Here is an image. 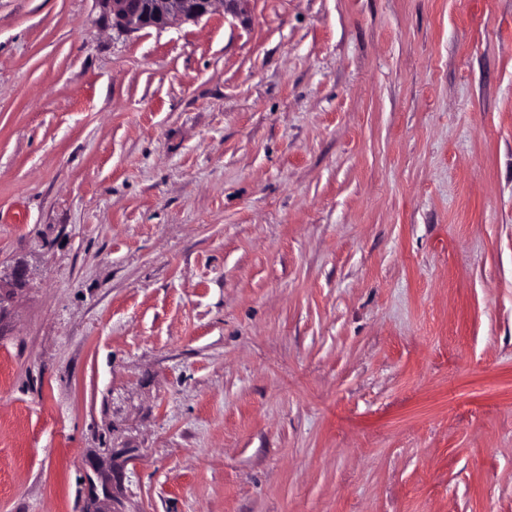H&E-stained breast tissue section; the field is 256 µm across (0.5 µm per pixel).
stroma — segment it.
Listing matches in <instances>:
<instances>
[{"mask_svg": "<svg viewBox=\"0 0 512 512\" xmlns=\"http://www.w3.org/2000/svg\"><path fill=\"white\" fill-rule=\"evenodd\" d=\"M0 512H512V0H0ZM115 26L135 30L164 28L174 21H197L221 5L224 15H236L245 0H103ZM30 272L23 263H16L3 276L0 267V320L6 310V303L11 299L13 291L24 288L29 281ZM9 288V289H5Z\"/></svg>", "mask_w": 512, "mask_h": 512, "instance_id": "1", "label": "stroma"}]
</instances>
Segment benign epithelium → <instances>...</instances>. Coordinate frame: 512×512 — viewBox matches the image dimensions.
<instances>
[{
    "label": "benign epithelium",
    "instance_id": "obj_1",
    "mask_svg": "<svg viewBox=\"0 0 512 512\" xmlns=\"http://www.w3.org/2000/svg\"><path fill=\"white\" fill-rule=\"evenodd\" d=\"M243 0H105L115 26L135 30L146 27L164 28L174 21H197L213 14L216 6L235 15ZM26 265L18 262L6 274L0 273V317L13 291L29 281Z\"/></svg>",
    "mask_w": 512,
    "mask_h": 512
}]
</instances>
